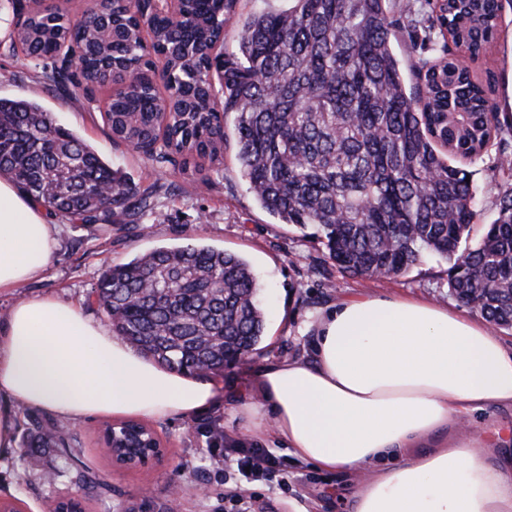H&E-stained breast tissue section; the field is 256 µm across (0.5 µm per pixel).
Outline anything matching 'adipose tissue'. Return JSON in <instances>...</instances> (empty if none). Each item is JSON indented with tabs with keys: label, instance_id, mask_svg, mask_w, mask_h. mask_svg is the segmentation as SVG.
Instances as JSON below:
<instances>
[{
	"label": "adipose tissue",
	"instance_id": "1",
	"mask_svg": "<svg viewBox=\"0 0 512 512\" xmlns=\"http://www.w3.org/2000/svg\"><path fill=\"white\" fill-rule=\"evenodd\" d=\"M55 248L41 206L0 180V291ZM308 359L262 366L244 432L352 488L350 512H512V453L469 437L473 415L512 406V347L481 319L435 304L345 298L320 315ZM0 396L73 421L157 420L213 402L211 384L160 366L49 295L0 321Z\"/></svg>",
	"mask_w": 512,
	"mask_h": 512
}]
</instances>
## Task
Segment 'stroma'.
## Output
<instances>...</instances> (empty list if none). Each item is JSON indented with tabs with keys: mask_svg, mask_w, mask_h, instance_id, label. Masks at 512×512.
Masks as SVG:
<instances>
[{
	"mask_svg": "<svg viewBox=\"0 0 512 512\" xmlns=\"http://www.w3.org/2000/svg\"><path fill=\"white\" fill-rule=\"evenodd\" d=\"M413 19H400L391 47L404 73L431 55L428 40L433 22L432 0H408ZM480 81H491L501 122L512 124V9L502 16L501 33L485 55L471 65ZM35 65L13 48L5 21H0V98L37 101L60 124L82 138L113 168L140 187L157 182L166 192L156 199L150 215L117 213L89 224H73L56 216L57 251L51 264L22 288L0 292V317L17 301L50 295L84 305L101 272L158 247L193 238L244 256L264 286L262 308L266 336L250 363L232 365L208 375L217 404L192 415L149 420L164 450L162 464L122 467L98 451L107 422L103 416L66 421L79 445L81 460L105 486L86 496V512H346L345 496L335 477L289 455L281 441L244 434L234 411L243 400L242 387L268 362L301 359L312 353L310 324L317 312L343 298L386 296L422 299L462 310L448 287V264L427 254L407 273L375 278L340 273L320 265L317 243L293 226L281 223L254 199L237 168L233 151H226L220 169L202 173L182 170L180 163H156L120 142H113L103 114L109 87L97 88L94 100L82 89L54 86L39 80ZM512 157V134L468 164L476 191L477 218L473 238L498 216L501 193L512 188V169L501 167V156ZM224 434L228 448H263L277 458L272 471L244 478L225 466L220 454H206L209 427ZM76 468L54 452L20 466L16 452L0 456V499L17 503L21 512H45L49 491L81 493ZM180 486L171 497V486Z\"/></svg>",
	"mask_w": 512,
	"mask_h": 512,
	"instance_id": "35a3bbf8",
	"label": "stroma"
}]
</instances>
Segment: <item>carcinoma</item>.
Returning a JSON list of instances; mask_svg holds the SVG:
<instances>
[{"label":"carcinoma","mask_w":512,"mask_h":512,"mask_svg":"<svg viewBox=\"0 0 512 512\" xmlns=\"http://www.w3.org/2000/svg\"><path fill=\"white\" fill-rule=\"evenodd\" d=\"M286 9L238 24L224 41L235 0H187L172 21L141 0H122L112 22L85 12L39 13L14 24L11 43L54 85L76 84L57 63L65 43L83 49L84 71L112 66V138L158 163L171 154L221 163L228 139L261 207L310 237L337 269L396 277L425 253L448 261V287L464 305L512 329V188L498 217L469 244L476 216L462 161L479 158L501 131L492 85L475 79V60L497 39L512 0H435L438 56L414 66L407 90L390 46V0H289ZM173 72L164 96L122 74ZM220 72L212 92L206 78ZM234 116L233 128L227 127ZM0 175L50 213L88 222L112 209L155 210L156 189L137 188L85 140L26 99L0 98ZM260 284L242 256L200 242L159 247L107 267L92 294L118 335L185 375L254 355L265 336ZM18 463L54 448L77 458L57 422L26 417Z\"/></svg>","instance_id":"obj_1"}]
</instances>
